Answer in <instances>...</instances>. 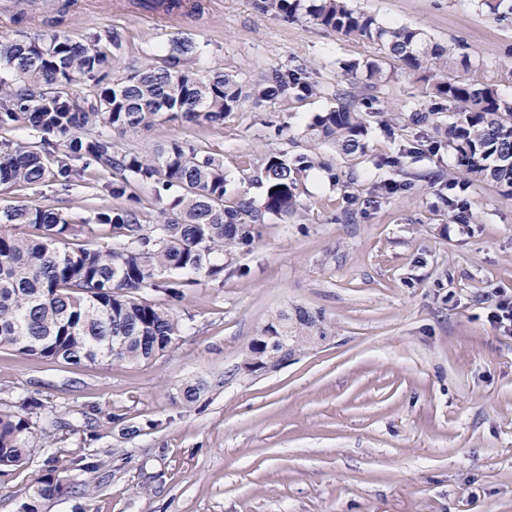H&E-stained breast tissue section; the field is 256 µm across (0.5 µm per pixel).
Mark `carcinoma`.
Here are the masks:
<instances>
[{"instance_id": "1", "label": "carcinoma", "mask_w": 512, "mask_h": 512, "mask_svg": "<svg viewBox=\"0 0 512 512\" xmlns=\"http://www.w3.org/2000/svg\"><path fill=\"white\" fill-rule=\"evenodd\" d=\"M257 8L370 45L377 55L349 70L363 68L378 83L397 76L383 60L401 62L403 74L448 103V119L435 120L442 109L433 108L419 120L433 122L446 138L465 178L512 188V97L492 84L449 77L450 69L470 67L469 55L433 42L419 29L387 26L347 0H259ZM121 46L120 37L108 31L85 40L51 31L0 41V69L13 74L0 75V131L34 132L31 141H0V186H50L67 195L76 179L104 171L112 180L103 189L118 201L86 217L46 204L0 209V349L71 365L149 362L181 336L175 308L185 290L202 282L220 287L224 276L244 274L224 257L251 251L268 216L286 217L298 208L295 186L314 164L309 155L291 162L284 153L267 156L254 175L263 192L262 206L256 207L244 195L226 197L219 156L180 141L145 156L119 150L114 136H136L160 116L222 125L246 98L257 104L303 100L317 90L306 70L265 75L245 93L233 71L198 74L192 67L197 46L181 39L162 63L113 79L112 55ZM308 131L347 155L366 150L365 119L343 95L315 116ZM145 183L162 204L151 224L136 193ZM102 230L112 246H88ZM145 290L162 300L141 296ZM323 335L320 317L282 311L251 338L247 359L266 363L284 346L293 354ZM206 389L201 378L187 381L180 406L192 407ZM52 415L50 403L31 397L22 399L18 411L0 409L1 477L30 460L46 436L39 422ZM93 468L78 456L71 468L34 478L17 512H40V503L73 493L69 470Z\"/></svg>"}]
</instances>
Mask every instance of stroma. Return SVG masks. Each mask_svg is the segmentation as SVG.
<instances>
[{"label": "stroma", "instance_id": "1", "mask_svg": "<svg viewBox=\"0 0 512 512\" xmlns=\"http://www.w3.org/2000/svg\"><path fill=\"white\" fill-rule=\"evenodd\" d=\"M167 15L131 0H0V36L53 27L75 39L109 30L122 47L119 78L161 61L173 40L199 48L193 67L235 71L248 83L307 68L318 92L273 105L243 102L223 124L158 118L119 139L149 154L173 140L224 159L229 194L261 202L248 178L273 152H316L297 186L298 212L269 218L244 276L204 283L179 305L189 319L177 346L141 364L81 366L0 350V404L51 403L49 447L0 479V512H15L48 463L93 455L74 472L75 496L42 512H512V338L487 321L491 291L512 292V194L492 182L459 198L450 222L455 156L409 116L432 101L400 77L365 89L392 121L367 127L352 159L307 135L313 117L365 81L350 63L373 47L305 21L263 14L256 0H198ZM385 24L463 46L469 80L512 97V0H349ZM109 174L69 195L47 186L0 191V207L54 204L72 213L112 205ZM321 316L323 337L277 369L243 370L247 343L280 311ZM210 382L189 409L175 404L192 378Z\"/></svg>", "mask_w": 512, "mask_h": 512}]
</instances>
